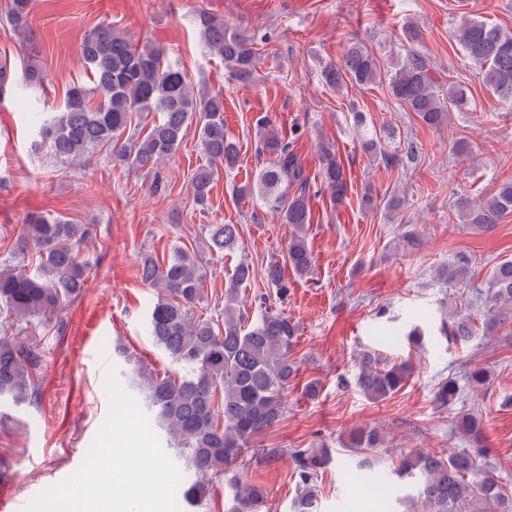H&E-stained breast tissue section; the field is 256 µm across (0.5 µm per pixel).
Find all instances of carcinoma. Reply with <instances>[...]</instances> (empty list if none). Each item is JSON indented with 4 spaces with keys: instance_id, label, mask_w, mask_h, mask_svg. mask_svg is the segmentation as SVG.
<instances>
[{
    "instance_id": "carcinoma-1",
    "label": "carcinoma",
    "mask_w": 512,
    "mask_h": 512,
    "mask_svg": "<svg viewBox=\"0 0 512 512\" xmlns=\"http://www.w3.org/2000/svg\"><path fill=\"white\" fill-rule=\"evenodd\" d=\"M30 0H12V26L21 39L30 37ZM195 27L209 51L228 69L233 80H252L259 58L254 41L245 33L232 32L224 20L205 11L195 14ZM420 31L410 24L405 30V56L388 79L390 96L431 128L446 126L451 113L469 107L467 90L460 84L439 93L429 58L414 48ZM455 39L466 58L482 73L483 85L505 100H512V32L483 20L464 16L456 27ZM80 52L89 70L90 84L77 82L69 87L62 107L53 116L37 122V137L49 146L53 156L66 163L82 165L96 155L112 163L158 175L160 166L180 146L188 124L200 128V142L208 163L194 170L190 178L197 204H207L217 168L235 169L240 152L224 132V96L195 93L187 73L171 61L166 51L151 44H136L112 25L98 26L87 33ZM7 61L0 62V100L11 92L17 76ZM28 86L44 81L42 69L26 60L21 67ZM381 67L374 54L359 42L350 43L339 60L326 67L328 85L339 88L351 82L359 86L377 83ZM396 130L365 134L361 150L381 157L387 165L399 158L385 150V141ZM257 150L269 163L259 178L260 197L280 212L294 234L288 245L286 263L270 262L264 277L277 299L288 301L291 282L286 270L296 278L313 274L314 260L306 241L305 225L310 223L309 178L292 142L281 134L267 116L257 122ZM322 182L335 204L344 202L348 179L336 153V145L323 140L317 145ZM463 223L490 233L512 213V182H504L475 201L461 194L454 201ZM208 234L218 253L232 251L238 244L236 224H211ZM91 235L86 224L50 213L28 217L10 249L13 255L30 250L38 253L31 271L10 264L0 268V403H23L35 395L33 377L43 363L31 337L22 335L18 322L49 318L57 304L82 295L89 270L82 248ZM402 250L414 252L424 245L423 233L412 227L402 233ZM474 264L467 254H459L436 271V277L450 288L467 280ZM144 285L160 289L148 319V332L155 345L179 367L174 373L160 372L135 362L130 378L134 400L156 411L158 423L174 438L178 454L195 476L183 494L196 505L206 493V481L224 474L231 463L270 461L287 454L294 465L298 497L297 512H314L315 482L318 473L333 460L329 449L253 448L251 444L267 435L282 420L284 393L299 373L293 349L299 326L280 310L264 309L252 322L238 308L241 288L253 277V268L240 262L224 289V323H214L196 311L205 301L206 271L198 257L176 246L161 261L145 254L139 262ZM478 312L483 332L489 336L512 325V259L498 262L491 270L485 294L464 301L453 321L441 322L438 335L452 343L467 341L476 333L471 310ZM413 373L410 362L390 364L375 351L360 356L355 385L371 400H382L399 391ZM466 387L452 376L442 378L434 393L438 408L461 399L464 390L476 394L490 380L481 365L469 369ZM457 431L473 445L483 437L482 417L475 412L455 417ZM386 444L377 429L358 431L350 437V447L364 452L355 476L364 477L372 469L370 453ZM400 483H410L416 501L426 512H512L508 494L494 472L478 464L473 452L464 448L447 455L416 450L403 456L394 471ZM228 512H263L267 493L262 487L236 482L230 486Z\"/></svg>"
}]
</instances>
